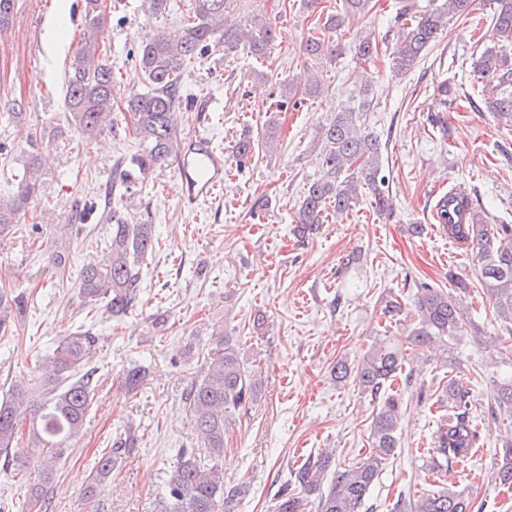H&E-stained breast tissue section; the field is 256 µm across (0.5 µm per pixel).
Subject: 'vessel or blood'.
I'll return each instance as SVG.
<instances>
[{
  "mask_svg": "<svg viewBox=\"0 0 512 512\" xmlns=\"http://www.w3.org/2000/svg\"><path fill=\"white\" fill-rule=\"evenodd\" d=\"M224 154L211 140L198 136L189 140L178 164V188L190 203L212 197L224 182Z\"/></svg>",
  "mask_w": 512,
  "mask_h": 512,
  "instance_id": "vessel-or-blood-1",
  "label": "vessel or blood"
}]
</instances>
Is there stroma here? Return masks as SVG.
Returning a JSON list of instances; mask_svg holds the SVG:
<instances>
[{
	"label": "stroma",
	"mask_w": 512,
	"mask_h": 512,
	"mask_svg": "<svg viewBox=\"0 0 512 512\" xmlns=\"http://www.w3.org/2000/svg\"><path fill=\"white\" fill-rule=\"evenodd\" d=\"M443 0H372L338 37L341 54L327 70L335 96L279 107L281 84L303 85L302 44L320 9L342 0H232L231 18L259 14L276 25L270 66L240 49L228 55L215 41L208 55L185 71L176 106L183 140L211 138L230 152L251 136L253 157L245 168L228 162L216 196L185 203L177 187L178 160L170 158L138 180L120 209L153 225L157 243L146 261L137 304L122 319L108 318L104 303L87 308L77 288L55 287L47 251L58 242L70 250L69 279L87 253L104 255L110 223L95 213L83 224L66 216L104 193L112 171L136 147L127 101L144 92L135 68L141 40L180 33L189 0H171L165 15L148 16L142 0H106L103 41L114 79L112 126L86 139L66 120L64 82L84 32V0H16L9 27L0 28V141L19 131L60 128L43 144L52 160L41 173L42 192L24 229L0 242V282L25 292L28 303L18 336L0 340V394L21 382L37 386L42 362L60 337L79 325L99 341L92 364L98 388L83 433L58 466L42 512H157L163 480L179 449L198 445L183 398L200 378L216 335L230 336L246 367L258 371L261 398L233 416L224 438V482L246 484L236 512H271L281 486L306 455L334 452L338 464L364 457L379 403L353 384L332 380L336 359L355 363L376 342H407L417 321L414 282L455 292L449 273L467 279L463 295L477 336L437 343L415 353L409 382H395L402 401L400 448L384 467L367 503L387 512L398 496L448 488L472 498L480 512H512V491L495 482V450L512 428L487 423L484 411L495 382L512 375V336L477 282L478 262L430 221L435 199L448 188L477 190L481 220L512 224V133L484 106L464 94L473 76L459 60L496 46L491 0H475L470 21L450 20L418 68L398 74L389 54L403 11L418 15ZM370 37L378 45L371 62L357 60L354 45ZM365 72L374 89L371 129L388 142L386 166L395 212L386 218L359 201L344 220L327 219L306 241L291 233L297 205L318 170L317 132L336 107L352 103L353 75ZM462 89L444 119L453 131L442 142L431 123L442 84ZM207 114H199L202 101ZM275 126L276 148L262 135ZM422 225L413 234L412 225ZM402 305L398 319L383 313L386 300ZM265 312L263 329L252 323ZM499 349L490 352L488 341ZM146 370L142 385L127 392L129 367ZM470 389L472 415L480 419L477 451L466 463L432 475V437L441 414L439 397L450 378ZM138 443L122 455L96 497L83 489L96 458L125 429ZM18 474L0 477V502L25 512V491L42 468V454L19 441Z\"/></svg>",
	"instance_id": "35a3bbf8"
}]
</instances>
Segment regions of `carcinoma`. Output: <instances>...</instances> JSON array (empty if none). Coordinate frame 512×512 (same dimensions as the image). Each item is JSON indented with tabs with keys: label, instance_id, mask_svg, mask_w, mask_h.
<instances>
[{
	"label": "carcinoma",
	"instance_id": "obj_1",
	"mask_svg": "<svg viewBox=\"0 0 512 512\" xmlns=\"http://www.w3.org/2000/svg\"><path fill=\"white\" fill-rule=\"evenodd\" d=\"M228 0H191L183 34L173 39H146L137 47L136 68L148 84V91L134 95L129 108L134 116L133 129L141 140V149L130 165H117V184L133 183L134 175H145L182 150V139L175 124V108L180 97L184 73L188 65L205 57L215 37H224V54L245 47L260 62H269L277 40L272 23L255 17L246 23H232L225 14ZM85 32L77 56L68 71L65 103L76 130L92 138L112 122V63L100 49L104 22L103 0H86ZM371 0H342L343 11L329 12L316 22L317 33L303 45L305 63L315 66L324 60H336L337 32L350 17L369 10ZM474 0H445V8L435 9L421 17L401 19L400 31L392 46L391 61L403 74L412 71L436 44L451 16L469 19ZM493 27L498 36V49H490L474 59L471 69L481 84L476 97L493 112L499 125L512 127V0H493ZM378 53L377 43L369 37L359 40L357 56L368 62ZM323 98L335 95L318 70L303 86L282 85L281 103L297 96ZM371 81L356 86V100L332 113L318 131L320 144L319 174L308 183L297 209L296 232L302 238L324 223L325 215H349L362 196L371 197L375 211L387 217L394 212L385 173L384 153L387 143L365 124L367 112L374 107ZM55 135L22 134L26 161L15 194L0 197V240L15 235L19 223L40 196L37 173L44 165L42 144L45 137ZM255 143L241 139L232 148L237 166L253 156ZM454 204L476 211L471 193L458 189L437 197L430 219L449 237L463 243L478 261L477 279L486 291L493 309L512 334V225L450 224L448 205ZM112 221L106 263H83L75 280L84 303L106 302L113 318H121L134 306L138 296L142 263L155 249L154 227L133 224L112 204ZM27 300L17 289L0 283V338L17 331L26 310ZM417 327L408 344L416 350L435 340L454 341L471 326L458 299L440 288L422 283L415 293ZM98 338L89 329L80 328L61 338L49 364L45 367V383L38 391L11 387L0 398V452L10 455L19 439L22 420L29 421L28 441L39 448L51 462L29 486V512H41L37 505L55 477L58 460L72 440L83 430L92 405L97 382L86 369L96 351ZM209 368L185 394L186 410L191 418L201 452L183 448L176 465L166 474L158 512H234L233 503L244 492V486L224 485V434L229 419L244 407L256 402L262 394L257 374L243 364L236 343L227 336L215 338L209 352ZM408 362L407 349L384 341L378 342L351 364L336 360L331 375L338 382H353L362 392L381 401L370 425L369 456L345 467L334 469L326 491L321 486L331 470L332 456L320 453L307 457L294 472L293 485L285 484L276 496L272 512H305L299 493H320L318 512H360L379 478L383 467L395 456L399 447L398 426L401 401L391 393V386ZM448 413L442 417L434 441L437 453L447 464L466 460L478 441V430L471 416L468 388L454 377L448 384ZM488 416L495 423L512 419V379L495 384L490 396ZM136 436L126 432L112 450L95 462L85 487V496L93 498L112 476L121 455L136 447ZM495 478L512 488V441L502 445ZM474 512L472 500L452 491H429L411 503L400 499L391 512Z\"/></svg>",
	"mask_w": 512,
	"mask_h": 512
}]
</instances>
